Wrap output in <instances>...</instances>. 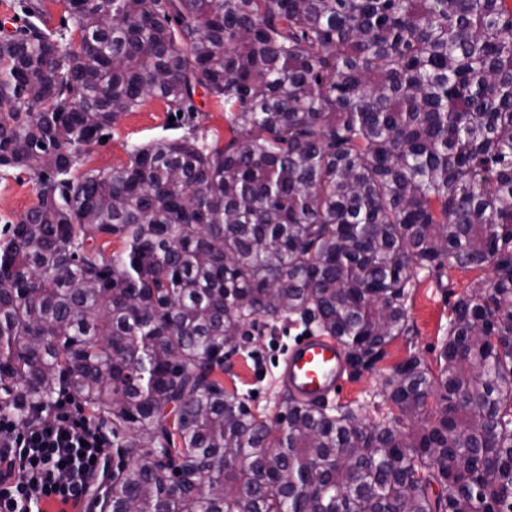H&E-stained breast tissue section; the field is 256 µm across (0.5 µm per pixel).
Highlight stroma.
I'll use <instances>...</instances> for the list:
<instances>
[{"label":"stroma","mask_w":512,"mask_h":512,"mask_svg":"<svg viewBox=\"0 0 512 512\" xmlns=\"http://www.w3.org/2000/svg\"><path fill=\"white\" fill-rule=\"evenodd\" d=\"M194 104V111L174 119L162 101L145 98L136 111L126 113L112 126L106 140L90 147L78 173L111 169L126 162L133 146L161 138L203 137L210 143L226 140L229 132L223 105L202 91L195 95ZM37 191L34 176L0 170V242L8 238L11 225L35 204ZM492 277L488 268L447 266L420 272L408 290V332L364 365L349 366L343 391L325 403L327 413L349 410L369 423L390 419L392 408L386 399V381L395 366L414 357L423 366L436 368L455 304ZM308 332V326L296 319L277 322L259 332L247 330L235 347L225 349L215 377L225 389L235 390L253 413L275 416L284 411L288 402L287 393L275 383L280 369L278 360L287 345Z\"/></svg>","instance_id":"stroma-1"}]
</instances>
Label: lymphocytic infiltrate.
<instances>
[{"label":"lymphocytic infiltrate","mask_w":512,"mask_h":512,"mask_svg":"<svg viewBox=\"0 0 512 512\" xmlns=\"http://www.w3.org/2000/svg\"><path fill=\"white\" fill-rule=\"evenodd\" d=\"M112 445L89 417L57 404L27 427L0 415V512H43L56 502L84 512L112 479Z\"/></svg>","instance_id":"lymphocytic-infiltrate-1"}]
</instances>
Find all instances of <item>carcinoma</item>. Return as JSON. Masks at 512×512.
Listing matches in <instances>:
<instances>
[{
    "label": "carcinoma",
    "mask_w": 512,
    "mask_h": 512,
    "mask_svg": "<svg viewBox=\"0 0 512 512\" xmlns=\"http://www.w3.org/2000/svg\"><path fill=\"white\" fill-rule=\"evenodd\" d=\"M61 2L81 49L42 0L0 35V168L38 183L0 245V411L65 396L108 426L109 512H512V5ZM199 88L223 146L72 177L145 97L192 112ZM447 263L495 278L454 306L438 375L387 380L424 418L410 442L295 400L275 434L210 379L240 325L294 315L360 362Z\"/></svg>",
    "instance_id": "carcinoma-1"
}]
</instances>
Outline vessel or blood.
<instances>
[{"label":"vessel or blood","mask_w":512,"mask_h":512,"mask_svg":"<svg viewBox=\"0 0 512 512\" xmlns=\"http://www.w3.org/2000/svg\"><path fill=\"white\" fill-rule=\"evenodd\" d=\"M346 370L342 346L332 337L311 335L287 350L279 380L297 400L309 403L337 394Z\"/></svg>","instance_id":"1"}]
</instances>
